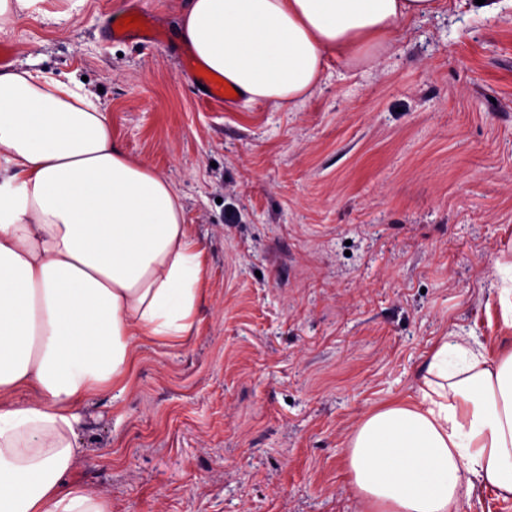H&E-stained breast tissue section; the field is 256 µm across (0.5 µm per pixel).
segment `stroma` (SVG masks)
Returning <instances> with one entry per match:
<instances>
[{
	"label": "stroma",
	"instance_id": "1",
	"mask_svg": "<svg viewBox=\"0 0 512 512\" xmlns=\"http://www.w3.org/2000/svg\"><path fill=\"white\" fill-rule=\"evenodd\" d=\"M42 0L0 30L12 67L86 79L112 141L165 175L207 245L198 322L141 345L129 390L80 405L73 482L112 512H359L341 447L416 397L441 336L512 347V5L440 0L293 107L207 103L185 0Z\"/></svg>",
	"mask_w": 512,
	"mask_h": 512
}]
</instances>
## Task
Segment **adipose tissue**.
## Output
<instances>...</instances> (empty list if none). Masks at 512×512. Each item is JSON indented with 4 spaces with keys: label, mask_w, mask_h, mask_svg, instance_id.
Returning a JSON list of instances; mask_svg holds the SVG:
<instances>
[{
    "label": "adipose tissue",
    "mask_w": 512,
    "mask_h": 512,
    "mask_svg": "<svg viewBox=\"0 0 512 512\" xmlns=\"http://www.w3.org/2000/svg\"><path fill=\"white\" fill-rule=\"evenodd\" d=\"M438 0H188L178 37L250 102L294 103L326 59L354 61ZM205 243L172 183L112 142L97 94L0 71V512H112L71 483L79 403L121 396L136 344L195 328ZM363 512H472L512 499V350L467 336L429 351L415 400L363 414L343 441ZM472 501L474 512H512V500L503 501L491 489L477 487Z\"/></svg>",
    "instance_id": "obj_1"
}]
</instances>
